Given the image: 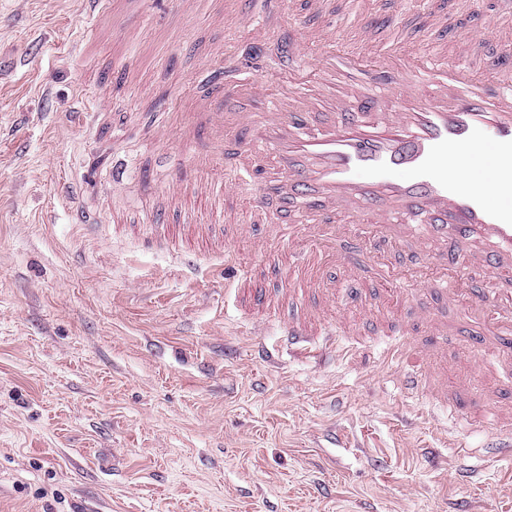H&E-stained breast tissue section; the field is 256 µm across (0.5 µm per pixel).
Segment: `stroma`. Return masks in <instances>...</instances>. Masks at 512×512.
Returning <instances> with one entry per match:
<instances>
[{"instance_id": "obj_1", "label": "stroma", "mask_w": 512, "mask_h": 512, "mask_svg": "<svg viewBox=\"0 0 512 512\" xmlns=\"http://www.w3.org/2000/svg\"><path fill=\"white\" fill-rule=\"evenodd\" d=\"M329 2L351 47L360 27L374 52L416 38L449 50L460 34L431 26L459 0ZM296 5V20L241 36L224 16L247 0L197 15L123 0L87 35L79 0H0V512H512V466L483 454L495 432L394 390L374 343L407 309L375 287L390 314L341 337L346 355L318 354L317 336L313 353L265 363L253 345L277 344L294 310L287 245L245 285L278 308L249 312L224 278L223 225L198 237L188 222L205 223L203 199L167 193L169 176L201 179L180 129L203 60L230 67L257 45L276 79L300 26L318 21ZM87 85L112 103L92 138L69 116ZM63 182L79 198L60 196ZM78 206L96 231L75 223ZM184 250L201 254L197 274Z\"/></svg>"}]
</instances>
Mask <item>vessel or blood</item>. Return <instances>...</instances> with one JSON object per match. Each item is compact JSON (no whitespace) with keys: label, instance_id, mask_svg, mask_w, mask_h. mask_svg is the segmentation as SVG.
Returning <instances> with one entry per match:
<instances>
[{"label":"vessel or blood","instance_id":"b4317fda","mask_svg":"<svg viewBox=\"0 0 512 512\" xmlns=\"http://www.w3.org/2000/svg\"><path fill=\"white\" fill-rule=\"evenodd\" d=\"M84 22L95 31L114 0H83ZM294 0H253L237 32L294 16ZM484 27H463L456 60L407 44L367 55L343 46L327 27L305 28L288 51L277 86L243 68L225 80L206 62L210 86L195 100L217 139L192 155L197 169L226 165L260 173L242 215H225L239 184L213 179L202 187L216 218H228L229 241L268 255L287 242L295 261L286 275L298 309L282 325L289 348L304 347L313 331L337 327L355 335L362 326L364 277L376 271L391 282V267L410 260L416 285L435 297L396 326L387 360L405 357L416 335L432 344L422 361L400 375L401 389H426L457 410L443 374L452 327L447 309L480 325V372L498 376L485 396L490 423L512 430V405L499 401L512 388V69L486 62L474 67L470 49L487 41ZM321 51L319 67L309 52ZM75 115L94 130L108 100L85 92ZM496 163L484 169L485 156ZM342 271L343 301L304 298L325 287L323 269Z\"/></svg>","mask_w":512,"mask_h":512}]
</instances>
